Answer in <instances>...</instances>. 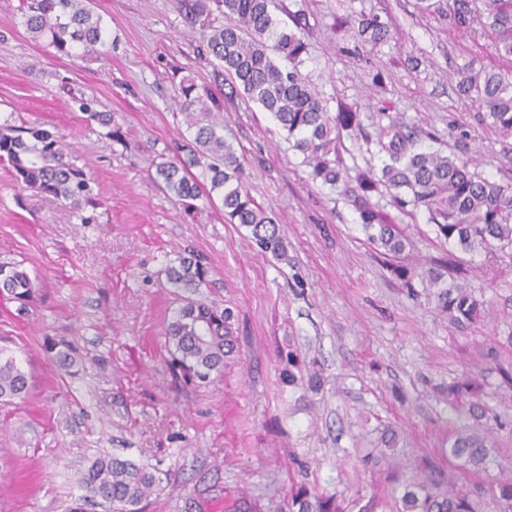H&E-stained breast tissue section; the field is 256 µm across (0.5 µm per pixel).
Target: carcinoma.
Instances as JSON below:
<instances>
[{
	"mask_svg": "<svg viewBox=\"0 0 512 512\" xmlns=\"http://www.w3.org/2000/svg\"><path fill=\"white\" fill-rule=\"evenodd\" d=\"M185 23L201 36V55L229 81L230 94L243 93L271 113L286 133L292 148L303 156L309 177L332 188L339 186L353 196L360 227L369 243L383 254L399 259L410 245L396 225L384 221L370 205L373 193H388L402 209L410 206L428 214L436 237L453 249L440 267L426 272L427 283L436 289L438 306L454 326L477 321L480 301L475 297L455 251L473 254L512 252V185L481 176L467 146L444 154L425 145L427 133L387 131L379 138L384 155L380 173H360L348 185L336 154L340 132L358 134L360 113L345 109L332 115L323 106L315 88L299 69L306 51L304 29L280 25L272 15L276 0H213L230 19L212 25L208 0H178ZM92 0H22V19L37 38L66 55L98 54L105 45L101 16L93 13ZM420 9L444 11L448 28L465 33L477 28L487 33L497 54L512 58V0H419ZM359 35L374 44L389 38L387 26L378 17H362ZM460 97L475 102L479 118L500 135L512 137V79L501 72L475 70L471 64L457 69ZM194 82L185 78L179 86L180 111L187 130L193 131L190 153L156 165L162 180L177 201L187 209L203 198H218L231 224L245 227L261 252L288 260V241L281 234L273 212L258 205L242 182V163L234 146L210 120L216 99L193 95ZM80 108L84 121L111 127L113 139L122 140L121 127L111 114L98 112L89 101ZM0 160L6 161L26 187L49 193L76 206L95 201L83 170L72 161L68 144L57 132L42 126L16 127L0 121ZM198 167L196 175L191 168ZM167 281L183 293L182 303L167 324L166 336L174 370L187 380L205 381L221 373L224 362L237 352L229 310H218L197 298L208 270L192 254L185 253L165 268ZM0 297L27 310L37 298L29 273L16 263L0 262ZM27 378L15 357L0 348V401L22 398ZM472 382L448 386V398L467 400L474 423L448 434V461L458 469L480 473L496 448V442L481 420L488 409ZM161 471L130 459L103 455L88 466L80 480L83 498L103 504L112 502L115 512H141V503L162 490ZM499 512H512V478L490 486ZM400 512H483L482 499L468 486L452 480L443 484L415 475L404 485Z\"/></svg>",
	"mask_w": 512,
	"mask_h": 512,
	"instance_id": "carcinoma-1",
	"label": "carcinoma"
}]
</instances>
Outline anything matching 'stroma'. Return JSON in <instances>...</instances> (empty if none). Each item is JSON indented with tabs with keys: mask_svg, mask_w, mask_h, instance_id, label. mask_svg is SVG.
Returning <instances> with one entry per match:
<instances>
[{
	"mask_svg": "<svg viewBox=\"0 0 512 512\" xmlns=\"http://www.w3.org/2000/svg\"><path fill=\"white\" fill-rule=\"evenodd\" d=\"M283 4L276 19L308 30L300 70L327 111L363 119V137L338 144L348 176L379 171L375 140L393 123L422 127L446 152L466 141L479 172L512 183V138L482 125L455 89L467 62L512 74L481 31L449 32L417 0ZM94 9L105 45L84 60L33 40L20 0H0V117L62 135L99 201L72 212L0 162V261L21 264L39 290L25 312L0 298V347L28 380L24 398L0 402V512H104L82 503L79 481L107 453L165 472L144 512H227L224 494L237 490L252 512H297L300 490L343 512H389L401 488L381 449L447 469L441 450L467 421L448 385L464 376L483 383L492 410L498 453L485 478L512 477V258L463 255L483 310L476 324L450 325L418 275L448 254L424 213L370 199L413 244L407 284L368 244L352 200L309 180L271 114L242 95L222 99L215 118L250 194L278 218L289 260L259 252L221 204L186 212L153 173L193 139L182 79L201 95L218 90L200 37L177 0ZM363 15L387 24L386 42L362 41ZM84 99L114 115L124 142L83 121ZM187 248L209 269L199 299L232 310L239 348L206 382L174 375L165 334L178 302L162 270ZM55 343L73 347L69 370Z\"/></svg>",
	"mask_w": 512,
	"mask_h": 512,
	"instance_id": "35a3bbf8",
	"label": "stroma"
}]
</instances>
